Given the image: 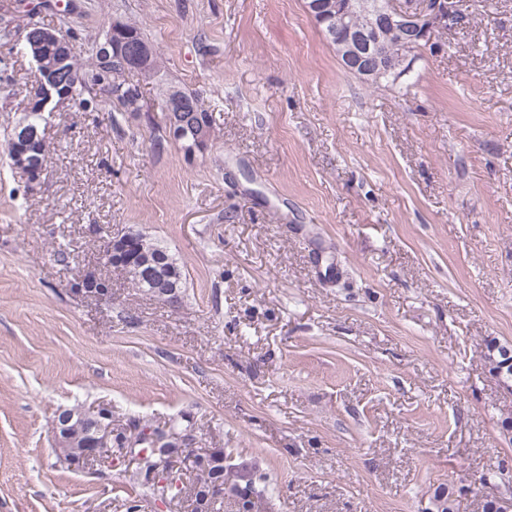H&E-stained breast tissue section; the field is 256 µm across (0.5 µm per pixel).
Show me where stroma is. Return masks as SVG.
<instances>
[{
  "instance_id": "1",
  "label": "stroma",
  "mask_w": 512,
  "mask_h": 512,
  "mask_svg": "<svg viewBox=\"0 0 512 512\" xmlns=\"http://www.w3.org/2000/svg\"><path fill=\"white\" fill-rule=\"evenodd\" d=\"M54 2L42 20L81 48L138 20L216 137L185 158L148 85L117 126L100 95L55 112L35 187L0 153V512L138 495L124 449L100 476L58 462L52 421L78 403L124 433L191 418L254 471L255 512L512 499V391L483 358L512 344V0H463L396 90L345 72L304 0ZM33 75L0 39V144ZM97 224L166 247L181 304L106 266ZM90 271L110 296L72 291Z\"/></svg>"
}]
</instances>
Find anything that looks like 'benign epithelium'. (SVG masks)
I'll use <instances>...</instances> for the list:
<instances>
[{
	"label": "benign epithelium",
	"mask_w": 512,
	"mask_h": 512,
	"mask_svg": "<svg viewBox=\"0 0 512 512\" xmlns=\"http://www.w3.org/2000/svg\"><path fill=\"white\" fill-rule=\"evenodd\" d=\"M308 14L327 23L328 34L336 40V55L342 65L367 82H378L388 75L404 76L411 67L412 55L419 49L430 47L436 32L460 25L461 10L457 0H309ZM124 23L111 21L107 40L98 45L100 63L107 66L114 61L133 60L146 65L152 50L134 45L124 39L121 32ZM390 33L396 36L398 52L388 54L381 35ZM52 39L64 48L55 57L43 54V41ZM22 52L31 56L36 65L34 74V96L29 102L28 111L53 114L65 104L73 102L71 84L75 73L68 66L70 61V38L59 29H50L34 21L26 22L23 35L17 40ZM195 113L183 110H169L166 121L172 136L183 141V152L192 158L208 148L210 135L208 126L194 119ZM43 140L40 129L25 128L9 146L10 160L34 183L44 174L47 160L35 153L36 143ZM136 232L111 234L103 239V250L111 263L138 264V269L147 277H157V270L167 263L165 253L152 258H141L133 253ZM72 291L87 297L109 295L104 279L89 272L71 285ZM78 419L88 421L95 428L92 439L77 444L70 435V424ZM57 452L71 456L73 465L91 467L101 457L112 454V444L116 442L112 423V408L98 405L92 408H65L60 410L54 421ZM194 438L190 433H177L158 428H149L139 436L143 449L129 459L138 467L149 458H155L150 477L155 487L160 489L157 504L170 507L167 475L177 466L182 450L193 447Z\"/></svg>",
	"instance_id": "1"
}]
</instances>
